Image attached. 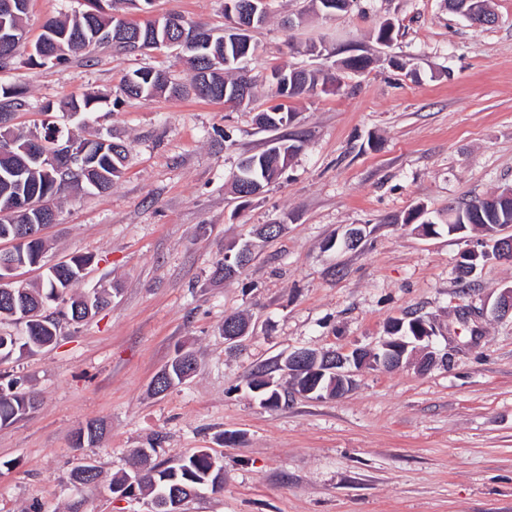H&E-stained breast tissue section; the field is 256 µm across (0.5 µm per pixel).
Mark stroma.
<instances>
[{"label":"stroma","instance_id":"1","mask_svg":"<svg viewBox=\"0 0 512 512\" xmlns=\"http://www.w3.org/2000/svg\"><path fill=\"white\" fill-rule=\"evenodd\" d=\"M251 34V103L230 107L194 94L130 99L121 77L149 66L189 79L176 49L123 54L103 47L61 64L18 56L0 86L22 90L16 128L63 119L61 104L101 97L92 117L67 120L76 135L111 133L129 149L106 192L72 187L54 201L45 260L89 257L74 288L105 287L112 301L54 343L0 364L23 379L37 407L0 427V512H148L146 499L113 494L132 472L133 451L153 461L207 448L224 464V487L188 500L183 512H512V314L495 312L512 286V260H493L459 278L475 227L448 234V210L512 187V0H490L489 27L468 25L448 0H355L326 15L310 0H268ZM88 0H28L26 36L46 20L89 10ZM181 15L223 34L224 0H154L148 17ZM392 42H376L384 19ZM320 55L309 53V46ZM370 64L353 73L345 58ZM318 69L338 90L290 100L294 122L259 128L274 68ZM301 148L279 178L248 203L231 189L243 154L274 135ZM439 224L434 235L410 212ZM265 224L281 225L272 239ZM357 247L338 242L348 229ZM252 241L239 276H214L225 247ZM244 315L249 335L224 339V318ZM425 316L438 359L420 371L363 367L337 397L289 390L263 406L246 387L262 365L298 348L375 347L390 319ZM195 374L157 395L154 376L180 353ZM105 424L94 448L76 450V431ZM96 486L71 479L79 459Z\"/></svg>","mask_w":512,"mask_h":512}]
</instances>
